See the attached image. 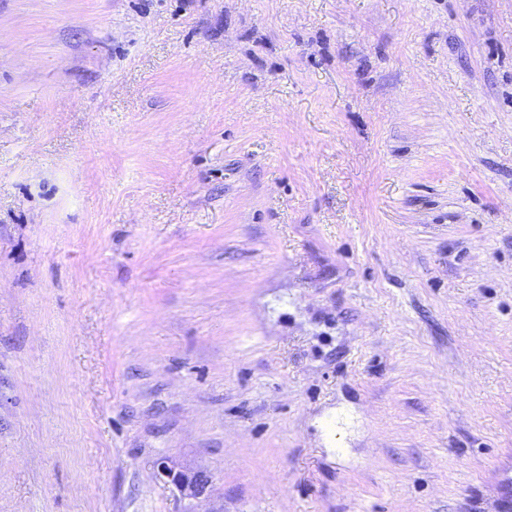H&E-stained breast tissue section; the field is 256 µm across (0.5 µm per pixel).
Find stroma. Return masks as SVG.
Wrapping results in <instances>:
<instances>
[{
  "mask_svg": "<svg viewBox=\"0 0 512 512\" xmlns=\"http://www.w3.org/2000/svg\"><path fill=\"white\" fill-rule=\"evenodd\" d=\"M509 505L512 0H0V512ZM157 475L168 479L177 490L187 496H199L203 494L210 483V477L203 473L187 475L181 471H175L165 461L157 465Z\"/></svg>",
  "mask_w": 512,
  "mask_h": 512,
  "instance_id": "obj_1",
  "label": "stroma"
}]
</instances>
